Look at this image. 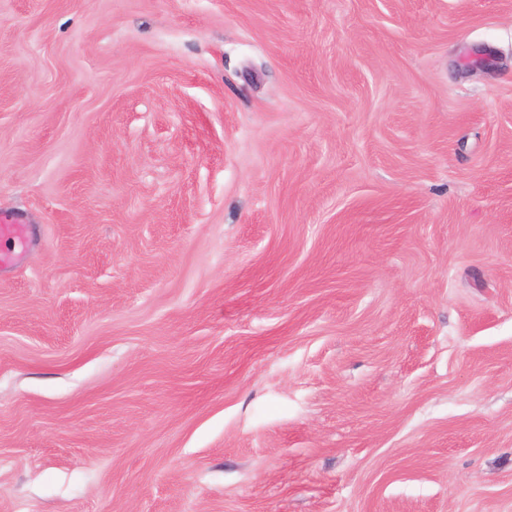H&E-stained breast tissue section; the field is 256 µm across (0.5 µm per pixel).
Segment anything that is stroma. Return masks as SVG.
Masks as SVG:
<instances>
[{
	"label": "stroma",
	"mask_w": 512,
	"mask_h": 512,
	"mask_svg": "<svg viewBox=\"0 0 512 512\" xmlns=\"http://www.w3.org/2000/svg\"><path fill=\"white\" fill-rule=\"evenodd\" d=\"M1 217L0 512H512V0H0Z\"/></svg>",
	"instance_id": "1"
}]
</instances>
